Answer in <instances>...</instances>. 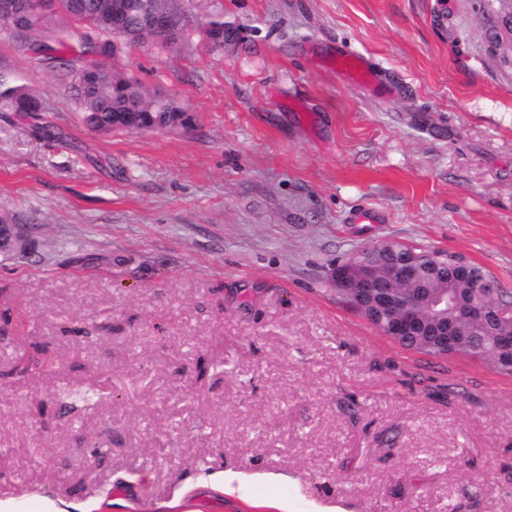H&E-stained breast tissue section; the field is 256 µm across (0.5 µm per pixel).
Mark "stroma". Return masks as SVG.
<instances>
[{"label":"stroma","instance_id":"stroma-1","mask_svg":"<svg viewBox=\"0 0 512 512\" xmlns=\"http://www.w3.org/2000/svg\"><path fill=\"white\" fill-rule=\"evenodd\" d=\"M239 33L106 64L190 128L90 131L69 67L0 28V512H512V375L407 350L337 261L393 240L512 292V64L481 0H190ZM367 53L398 92L337 76ZM373 223L359 224L358 212ZM247 482L224 492V473ZM40 99L25 85L0 74V103L11 112H40Z\"/></svg>","mask_w":512,"mask_h":512}]
</instances>
